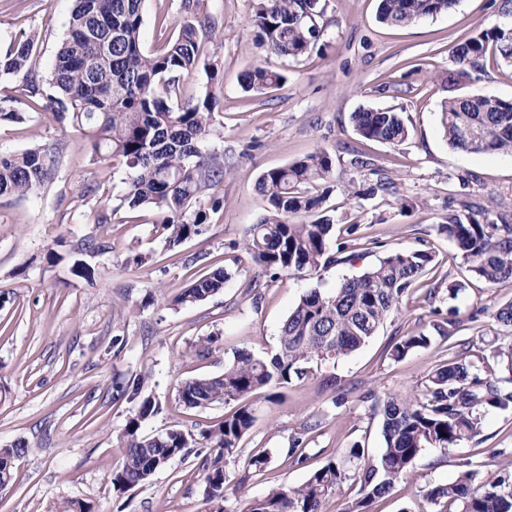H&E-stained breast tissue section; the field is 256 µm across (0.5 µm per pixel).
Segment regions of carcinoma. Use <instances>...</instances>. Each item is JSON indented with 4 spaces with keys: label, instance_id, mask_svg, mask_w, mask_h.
Returning <instances> with one entry per match:
<instances>
[{
    "label": "carcinoma",
    "instance_id": "carcinoma-1",
    "mask_svg": "<svg viewBox=\"0 0 512 512\" xmlns=\"http://www.w3.org/2000/svg\"><path fill=\"white\" fill-rule=\"evenodd\" d=\"M458 0H380L378 20L388 26H407L447 12ZM144 0H77L67 22V35L58 49L50 75L33 71L36 36L24 30L13 34L0 54V79L22 77L26 107L52 114L56 121L81 132L98 158L124 165L125 192L118 207H150L163 215L168 247L200 236L210 214L224 206L214 190L224 180V162L209 151L215 112L219 110L223 75L218 60L204 50L217 38L207 18L184 21L177 35L157 53L141 46ZM321 0H256L254 24L260 40L274 54L292 58L312 51L325 30ZM512 66V34L495 24L455 46L456 69L448 84L478 80L485 73L489 46ZM203 77L205 92L181 100L182 81ZM286 76L254 65L241 76V86L256 96L280 86ZM18 99L0 96V122L23 123ZM363 139L401 145L409 135L401 113L387 108H363L351 115ZM440 125L448 145L479 153H512V100L480 94H454L441 103ZM56 152L27 149L0 153V196L28 197L52 179ZM376 179L366 188L351 180L346 196L393 195L396 183L385 170H371ZM333 159L325 148L284 167L263 172L258 189L268 201L267 214L254 225L242 247L275 275H314L336 262L331 253L333 221L325 215L335 191ZM439 229L454 243L469 270L485 284L512 280V224L471 201L448 207ZM436 267L426 250L396 251L365 271L345 279L335 290H312L302 296L284 321L279 347L269 358L242 352L215 377L184 381L178 396L188 409L216 402L232 406L224 420L194 435L172 427L141 435L143 423L159 412L150 398H141L125 426L127 452L113 474L112 485L127 492L152 479L171 459L205 448L201 470L210 512H226L224 482L227 460L236 452L256 417L248 398L262 389H280L308 374V365L347 356L375 336L397 313L403 299L419 290L426 273ZM229 279L218 267L195 280L176 298L194 304L220 293ZM430 344V336L412 332L391 349L401 360ZM512 381V342L491 348ZM491 379L483 367L458 353L428 376L423 397L389 395L376 403L382 416L385 447L375 459L354 444L313 472L300 486L280 489L249 503L248 512H322V502L344 482L357 487L344 512H373V505L392 492L395 484L413 474L415 460L426 448H452L481 431L488 408L506 409L512 393ZM425 499L436 512H512V471L492 480L466 469L457 480L430 486Z\"/></svg>",
    "mask_w": 512,
    "mask_h": 512
}]
</instances>
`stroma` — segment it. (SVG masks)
<instances>
[{
    "instance_id": "35a3bbf8",
    "label": "stroma",
    "mask_w": 512,
    "mask_h": 512,
    "mask_svg": "<svg viewBox=\"0 0 512 512\" xmlns=\"http://www.w3.org/2000/svg\"><path fill=\"white\" fill-rule=\"evenodd\" d=\"M181 3L145 0V51L160 50L176 36L185 17ZM74 6L75 0H0V51L17 30L36 31L32 65L48 74ZM501 7L502 0H459L450 11L392 27L378 21V0H326L323 39L294 59L259 43L254 0H198L197 13L210 16L222 34L209 47L220 61L223 87L208 147L224 158L226 174L216 189L224 206L201 236L172 249L154 209L125 207L108 223H95L97 208L124 193V168L98 162L90 142L71 126L48 113L0 124V152L39 147L60 155L39 194L0 197V448L26 447L10 485L0 490V512H59L69 500L82 501L90 512H209L202 459L194 454L170 460L149 484L114 491L112 475L126 453L124 427L136 408L117 397L115 383L141 380L143 395L159 404L143 433L209 428L223 420L227 406L184 407L182 382L222 374L225 362L243 351L271 356L283 321L303 295L331 291L396 251L434 253L437 265L423 290L405 298L355 353L312 365L303 380L275 396H252L255 424L226 464L228 512H245L252 500L304 483L353 444L377 457L385 442L375 401L421 395L452 346L469 343L472 360L497 371L489 344L504 342L502 326L467 316L476 303L512 302V281L486 287L438 226L459 200L512 213V154L452 149L439 117L450 94L445 78L455 67L452 49L502 22ZM257 63L282 71L286 82L262 97L244 92L240 77ZM362 107L402 112L408 139L397 147L362 139L351 122ZM319 147L330 152L338 184L326 210L334 221L332 243L343 241L354 222L371 241L339 253L319 275L270 278L233 244L268 208L257 189L260 175ZM357 154L394 179L397 195L345 198L342 184L369 177L352 168ZM221 266L230 273L223 292L177 303L184 288ZM253 278L262 283L257 300L244 293ZM458 280L466 290L437 306L458 308L463 323L451 336L436 335L435 305L425 291ZM418 330L430 335V344L391 359L396 339ZM330 377L335 386H327ZM296 439L299 463L288 456ZM264 450L270 455L265 472L247 476L251 457ZM466 461L485 478L512 461V407L486 411L473 440L425 449L414 476L398 482L376 512H433L425 489L455 481Z\"/></svg>"
}]
</instances>
